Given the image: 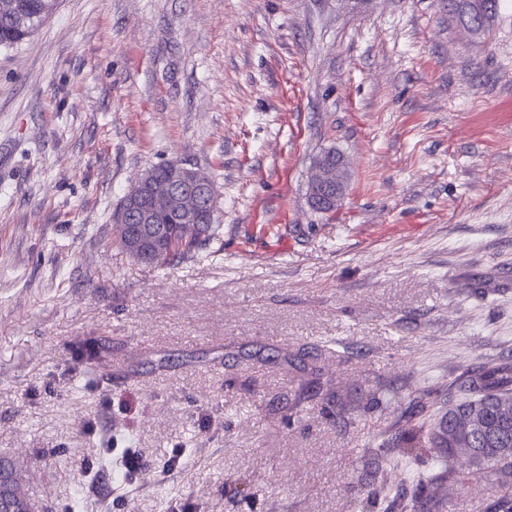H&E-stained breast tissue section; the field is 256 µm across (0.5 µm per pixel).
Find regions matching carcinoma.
Segmentation results:
<instances>
[{
    "label": "carcinoma",
    "instance_id": "carcinoma-1",
    "mask_svg": "<svg viewBox=\"0 0 512 512\" xmlns=\"http://www.w3.org/2000/svg\"><path fill=\"white\" fill-rule=\"evenodd\" d=\"M13 5L6 12L0 8V50H9L30 37L52 14L47 5L53 0H0ZM486 18L476 34H485L497 18L502 0H481ZM155 221L168 225V233L153 250L148 263L161 266L177 254L192 251L199 235L191 225L157 204ZM114 239L132 258L140 248L134 244L127 229L113 230ZM465 399L448 405V412L427 433L405 428L391 441V447L405 454H421L424 449L436 450L449 459L459 450L472 456L468 470L446 469L448 483L464 485L472 481H490L499 489V496L489 506L490 512H512V421L505 422L502 410H512V365L488 363L463 383ZM0 498L14 506V512H28L23 490V477L14 468L0 463Z\"/></svg>",
    "mask_w": 512,
    "mask_h": 512
}]
</instances>
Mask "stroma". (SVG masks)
<instances>
[{"instance_id":"stroma-1","label":"stroma","mask_w":512,"mask_h":512,"mask_svg":"<svg viewBox=\"0 0 512 512\" xmlns=\"http://www.w3.org/2000/svg\"><path fill=\"white\" fill-rule=\"evenodd\" d=\"M328 149L349 179L320 212ZM172 160L217 220L154 267L112 213ZM299 353L332 386L295 406ZM489 362L512 364V0L485 36L448 0H57L0 51V458L41 512L89 476L104 512H377L380 486L413 512L417 474L487 512L496 486L374 450ZM129 449L168 480L125 484ZM312 183V182H311ZM345 182L339 181L336 183V185H321L318 181L313 180V183L310 186L309 189V197L312 201V206L314 207H320L324 200H331L336 195V201L339 199L340 196L343 195V193L346 190ZM336 201L327 209H335L336 208Z\"/></svg>"}]
</instances>
